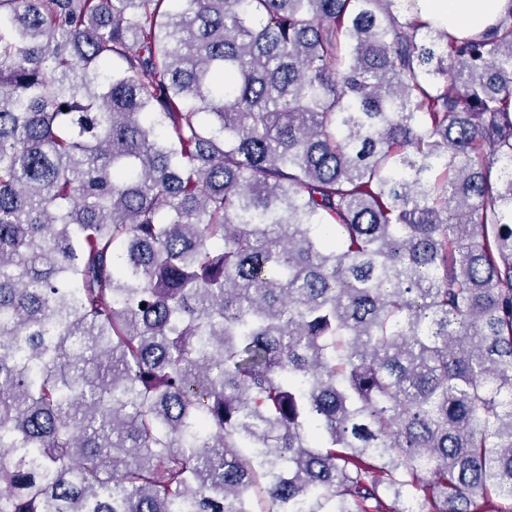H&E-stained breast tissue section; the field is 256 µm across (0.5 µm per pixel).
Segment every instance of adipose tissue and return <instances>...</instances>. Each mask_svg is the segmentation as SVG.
Listing matches in <instances>:
<instances>
[{
	"mask_svg": "<svg viewBox=\"0 0 512 512\" xmlns=\"http://www.w3.org/2000/svg\"><path fill=\"white\" fill-rule=\"evenodd\" d=\"M508 0H416L418 13L441 22L456 36L480 33L492 26Z\"/></svg>",
	"mask_w": 512,
	"mask_h": 512,
	"instance_id": "1",
	"label": "adipose tissue"
}]
</instances>
